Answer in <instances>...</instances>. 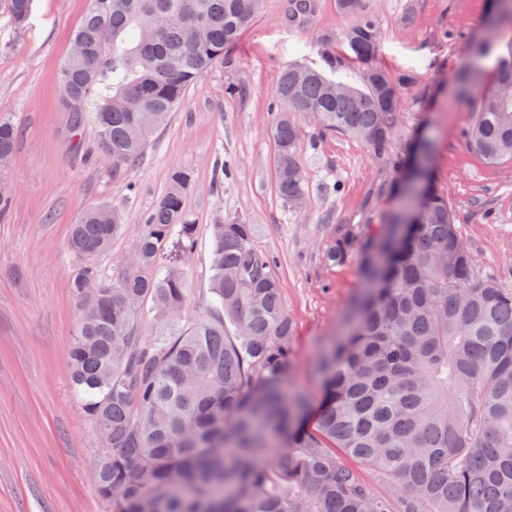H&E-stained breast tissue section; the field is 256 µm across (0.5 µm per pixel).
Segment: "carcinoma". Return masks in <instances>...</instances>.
Masks as SVG:
<instances>
[{"mask_svg":"<svg viewBox=\"0 0 512 512\" xmlns=\"http://www.w3.org/2000/svg\"><path fill=\"white\" fill-rule=\"evenodd\" d=\"M33 2L8 0L17 27ZM263 2L93 0L73 36L88 53H69L58 77L64 100L80 106L73 134L93 126L112 176H124ZM337 5L355 16L343 38L365 63L361 86L290 66L270 107L275 188L294 209L306 193L297 115H310L321 137L358 138L397 175L408 156L402 112L430 98L415 74L375 61L379 14L361 0ZM494 9L507 53L461 130L489 165L512 162V0ZM313 10L314 0H287L292 23ZM489 50L482 38L468 42L461 94L480 84ZM18 139L1 118L0 159ZM190 181L172 172L142 224L138 262L112 282L92 259L123 229L113 209L82 212L68 240L79 311L68 368L83 415L103 434L94 482L112 512H512V281L475 267L448 197L431 193L410 224L407 195L379 233L349 226L324 252L335 266L359 254L365 286L321 356L314 409L288 384L295 324L255 225H212L208 308L186 318V273L161 252L173 239L194 253ZM143 320L155 335H139ZM337 448L389 479L395 495H374Z\"/></svg>","mask_w":512,"mask_h":512,"instance_id":"cac0c4a2","label":"carcinoma"}]
</instances>
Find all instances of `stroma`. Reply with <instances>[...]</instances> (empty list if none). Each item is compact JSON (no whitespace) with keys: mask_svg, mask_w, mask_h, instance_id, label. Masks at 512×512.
<instances>
[{"mask_svg":"<svg viewBox=\"0 0 512 512\" xmlns=\"http://www.w3.org/2000/svg\"><path fill=\"white\" fill-rule=\"evenodd\" d=\"M384 21L377 63L398 74L415 71L434 94L425 108L404 113L410 142L431 153L433 184L447 194L458 230L477 267L512 271V163L485 164L460 137L472 102L457 98L454 78L465 63V35L491 32L488 0H363ZM91 0H34L24 28H16L0 0V116L21 131L8 166L0 167V512H110L92 472L100 438L77 404L68 372L78 302L70 288L75 261L70 226L87 208L116 209L124 232L93 260L115 279L133 251L147 213L177 169L191 175L184 207L197 227V248L186 260L189 311L207 307L211 224L240 218L256 227L255 244L273 255L283 302L293 318L291 386L311 401L322 394L321 351L343 329L349 302L362 286L358 257L329 266L323 254L344 224L384 223L401 197H378L384 173L366 146L346 135L318 138L302 118L300 144L306 203L289 208L275 190L274 143L268 111L279 74L292 65L327 71L344 61L345 77L364 69L341 32L349 17L336 0H317L308 25L288 24L284 0L264 10L225 54L186 92L146 157L126 177L98 160L92 130L74 139L56 73L71 49V34ZM452 36L440 39L439 26ZM248 87L243 97L228 83ZM232 164L223 183L218 160ZM495 214L487 222L485 211Z\"/></svg>","mask_w":512,"mask_h":512,"instance_id":"stroma-1","label":"stroma"}]
</instances>
